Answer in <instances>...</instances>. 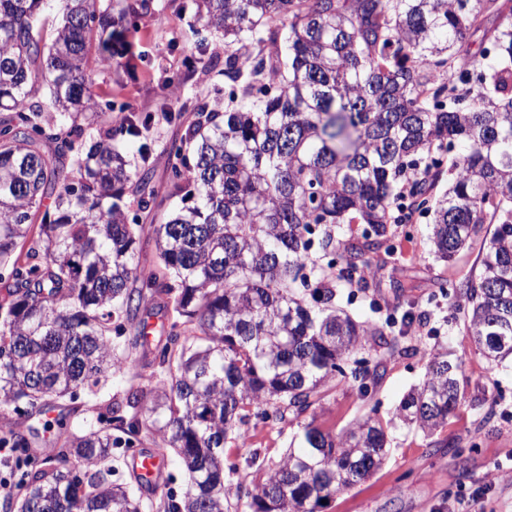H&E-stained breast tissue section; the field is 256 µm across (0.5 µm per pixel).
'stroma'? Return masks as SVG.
Returning a JSON list of instances; mask_svg holds the SVG:
<instances>
[{"label": "stroma", "mask_w": 512, "mask_h": 512, "mask_svg": "<svg viewBox=\"0 0 512 512\" xmlns=\"http://www.w3.org/2000/svg\"><path fill=\"white\" fill-rule=\"evenodd\" d=\"M153 2L160 5V12L120 27L123 54L112 68L95 70L94 90L97 101L112 104L114 109L152 114L150 138L158 151L183 132L185 122L180 114L186 104L210 97L214 87L223 86L224 77L215 70L198 73L178 94L162 90V76L185 72L187 58L197 54L194 45L184 40L196 18L165 7V0ZM168 111L173 114L169 120L164 117ZM428 227V217L418 216L399 236L395 280L401 282V290L391 288L388 277L374 275L370 279L372 297L356 294L348 310L355 318L365 319L370 315L368 303L374 298L385 309L411 303L428 313L427 321L414 322L406 330L417 354L384 363L375 393L381 414L393 411L404 395L422 383L428 352L436 348L447 349L462 361L461 389L467 409L449 418L431 437L415 427L396 425L390 431L391 453L386 464L354 488L337 493L321 512H452L458 499L475 494L480 497L478 512H512V368L490 369L464 332V316L454 309L457 296L440 289L443 281L457 282L477 272L483 246L474 242L454 262L444 264L430 252ZM488 410L492 418L481 422V415ZM364 412L356 393L336 382L316 410V423L337 434ZM248 429L249 444L227 445L224 474L227 483L251 488L260 474L247 466V458L257 453L278 461L296 425L288 420L273 425L253 420ZM492 471L497 477L490 487L486 481Z\"/></svg>", "instance_id": "1"}]
</instances>
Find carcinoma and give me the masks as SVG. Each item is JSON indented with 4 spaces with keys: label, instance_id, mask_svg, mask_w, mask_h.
<instances>
[{
    "label": "carcinoma",
    "instance_id": "1",
    "mask_svg": "<svg viewBox=\"0 0 512 512\" xmlns=\"http://www.w3.org/2000/svg\"><path fill=\"white\" fill-rule=\"evenodd\" d=\"M0 0V407L47 425L54 454L28 466L33 427L0 433L23 449L17 512H143L112 481V449L157 439L187 476L164 512H317L385 463L396 422L427 436L466 406L461 362L437 349L423 383L386 419L378 369L354 355L410 356L395 328L426 313L356 320L339 299L388 274L397 229L431 217L448 263L493 225L481 269L453 284L464 330L495 367L512 364V0H180L224 36L227 94L195 100L163 148L168 198L156 253L137 249L154 117L106 116L88 56L115 63L114 0ZM96 141L85 147L95 124ZM138 144L141 169L116 143ZM448 188L439 187L443 173ZM53 199V212H41ZM43 214L40 224L34 219ZM168 312L147 393L100 396L137 366L126 337L156 301ZM345 380L368 411L334 434L301 418ZM297 421L252 489L225 482L224 448L250 418Z\"/></svg>",
    "mask_w": 512,
    "mask_h": 512
}]
</instances>
